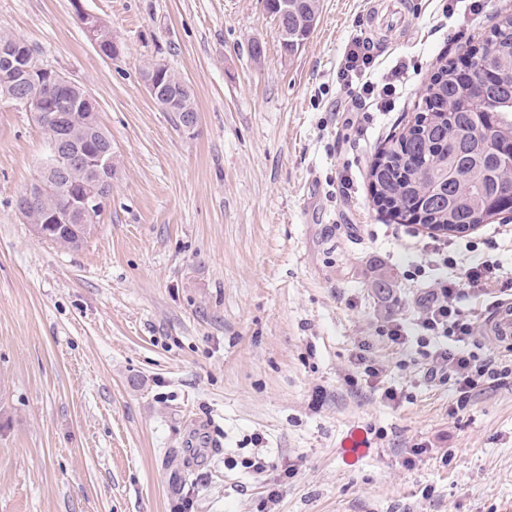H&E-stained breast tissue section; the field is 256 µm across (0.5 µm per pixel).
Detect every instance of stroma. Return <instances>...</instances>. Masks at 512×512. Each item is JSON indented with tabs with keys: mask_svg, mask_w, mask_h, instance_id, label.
Wrapping results in <instances>:
<instances>
[{
	"mask_svg": "<svg viewBox=\"0 0 512 512\" xmlns=\"http://www.w3.org/2000/svg\"><path fill=\"white\" fill-rule=\"evenodd\" d=\"M374 2L320 0L287 56L261 0H0V29L88 89L118 167L81 248L34 236L15 203L48 135L0 99V512H512V383L452 413V385L380 336L417 317L433 255L422 226L377 214L367 179L437 57L465 56L512 0L448 18L418 0L375 61L409 63V89L359 134L336 73ZM155 61L192 89L194 133L148 94ZM496 229L512 215L447 250L500 257ZM507 304L461 300L478 345L507 351L490 337ZM363 341L398 401L345 385ZM82 17L87 22L85 29L88 33V36H89L93 46L100 53H101V51L105 54H107L108 52H112L111 58L102 54L107 59L112 60V59L117 58L120 54V49L114 41L112 42V31L110 30V28L105 25L106 29L103 31V33L99 37L100 39H103V41L100 45V48H99L100 41L98 40L96 33H97L99 27L103 24V22L97 16L92 15V14H84ZM100 49H101V51H100Z\"/></svg>",
	"mask_w": 512,
	"mask_h": 512,
	"instance_id": "1",
	"label": "stroma"
}]
</instances>
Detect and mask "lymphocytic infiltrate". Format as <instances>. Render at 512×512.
Instances as JSON below:
<instances>
[{
    "instance_id": "lymphocytic-infiltrate-1",
    "label": "lymphocytic infiltrate",
    "mask_w": 512,
    "mask_h": 512,
    "mask_svg": "<svg viewBox=\"0 0 512 512\" xmlns=\"http://www.w3.org/2000/svg\"><path fill=\"white\" fill-rule=\"evenodd\" d=\"M407 72V64L400 63L381 80L361 83L352 99L353 111L365 113L372 107L380 112L391 111ZM440 262L448 276L424 294L421 316L413 322L391 321L383 334L397 349H414L426 362L430 378L453 381L455 407L463 410L477 388L497 387L512 379V357L472 350L475 323L459 301L466 296L487 295L495 288L507 289L512 286V275L498 260L472 256L459 262L444 252Z\"/></svg>"
}]
</instances>
